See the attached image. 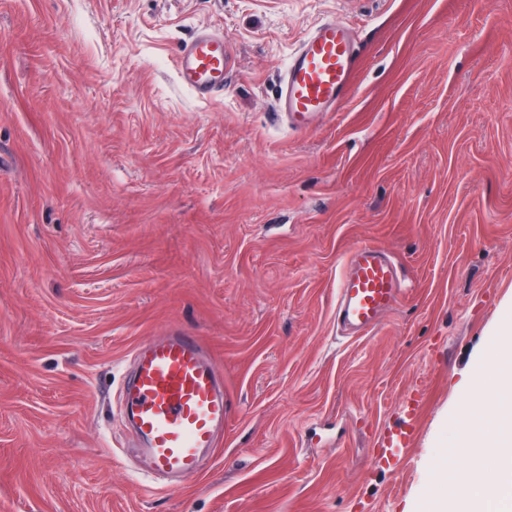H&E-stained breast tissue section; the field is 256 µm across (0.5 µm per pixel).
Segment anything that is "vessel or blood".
Listing matches in <instances>:
<instances>
[{
  "label": "vessel or blood",
  "instance_id": "vessel-or-blood-1",
  "mask_svg": "<svg viewBox=\"0 0 512 512\" xmlns=\"http://www.w3.org/2000/svg\"><path fill=\"white\" fill-rule=\"evenodd\" d=\"M360 67L359 35L348 24L322 20L288 57L273 107L292 131L348 101ZM232 70L223 36L199 31L182 44L176 73L196 99L223 95ZM398 263L369 244L353 246L336 286V320L358 334L371 333L406 292ZM134 369L121 389V412L132 422L145 460L144 477L172 488L204 469L229 415L222 376L193 332L181 327L138 345Z\"/></svg>",
  "mask_w": 512,
  "mask_h": 512
}]
</instances>
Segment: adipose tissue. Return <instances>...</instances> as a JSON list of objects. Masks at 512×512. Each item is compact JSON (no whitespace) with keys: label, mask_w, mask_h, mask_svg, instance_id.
<instances>
[{"label":"adipose tissue","mask_w":512,"mask_h":512,"mask_svg":"<svg viewBox=\"0 0 512 512\" xmlns=\"http://www.w3.org/2000/svg\"><path fill=\"white\" fill-rule=\"evenodd\" d=\"M480 367L472 407L461 415L464 431L458 441L473 462L471 490L457 495L452 474L437 469L425 512H490L494 506L512 512V310L496 329ZM478 408L492 411L490 423L476 421ZM487 458L493 465L489 471L483 465Z\"/></svg>","instance_id":"ef3b65f1"}]
</instances>
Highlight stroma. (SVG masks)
<instances>
[{"label": "stroma", "instance_id": "35a3bbf8", "mask_svg": "<svg viewBox=\"0 0 512 512\" xmlns=\"http://www.w3.org/2000/svg\"><path fill=\"white\" fill-rule=\"evenodd\" d=\"M327 16L360 33L350 101L271 124ZM200 28L235 56L218 100L175 81ZM362 242L409 288L342 338ZM510 306L512 0H0V512H422L437 463L468 470L457 412ZM171 326L231 414L206 471L155 490L118 394Z\"/></svg>", "mask_w": 512, "mask_h": 512}]
</instances>
